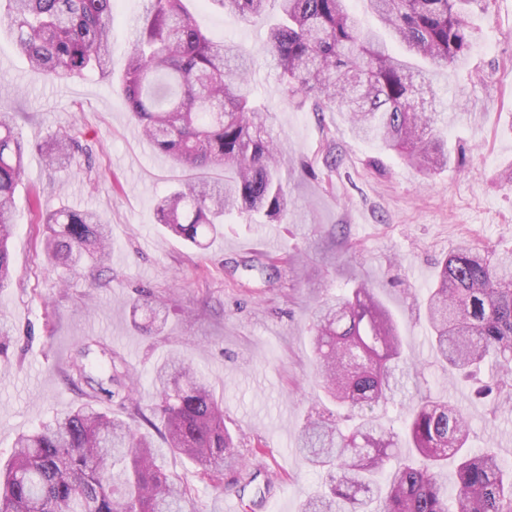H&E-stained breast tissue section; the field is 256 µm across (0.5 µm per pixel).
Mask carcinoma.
<instances>
[{"mask_svg":"<svg viewBox=\"0 0 512 512\" xmlns=\"http://www.w3.org/2000/svg\"><path fill=\"white\" fill-rule=\"evenodd\" d=\"M192 0H146L144 23L119 79L142 135L173 166L212 172L172 189L157 205L159 223L201 244L224 216L262 214L281 221L288 197L282 162L255 103L249 54L199 29ZM248 20L269 0H198ZM265 33L281 71L286 100H313L351 120L359 138L399 154L420 172L448 166L443 113L428 109L429 74L415 57L439 67L468 56L469 16L481 0H362L400 42L393 53L363 33L349 0H276ZM113 0H3L0 33L13 40L31 71L67 82L110 67ZM83 148L67 131L49 135L45 163L77 164ZM16 113L0 107V287L10 280L15 192L25 173ZM43 260L76 271L111 249L95 211L63 207L45 214ZM431 347L455 382L478 381L496 406L512 405V254L464 241L441 264L424 298ZM319 361L316 386L347 409L344 426L317 407L298 432L297 450L324 490L300 512H512V465L470 444L463 414L448 403L413 395L402 430L381 418L407 390L416 365L397 322L361 284L321 301L312 313ZM97 392L122 386L108 362ZM151 408L175 454L194 459L199 478L216 486L238 460L224 427L223 402L186 361L169 359L152 376ZM149 437L112 419L93 402L57 414L20 435L0 467V512H184L191 488L165 472ZM455 462L454 493L443 472Z\"/></svg>","mask_w":512,"mask_h":512,"instance_id":"obj_1","label":"carcinoma"}]
</instances>
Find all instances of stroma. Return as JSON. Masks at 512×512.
Returning <instances> with one entry per match:
<instances>
[{"label": "stroma", "mask_w": 512, "mask_h": 512, "mask_svg": "<svg viewBox=\"0 0 512 512\" xmlns=\"http://www.w3.org/2000/svg\"><path fill=\"white\" fill-rule=\"evenodd\" d=\"M276 9L270 0L265 14L247 21L214 8L193 12L210 36L253 56L251 85L288 161L282 174L290 200L279 224L227 218L204 251L158 224L156 203L175 172L142 138L118 85L143 0H114L108 75L41 79L0 36V105L18 112L25 146L13 277L0 288V316L15 328L0 356V463L18 434L87 401L91 383L69 377L82 347L122 362L145 410L155 401V368L178 357L223 398L239 445L240 461L219 488L149 430L166 470L191 487L195 512H300L305 495L321 486L295 445L312 402L311 313L363 282L398 320L418 389L463 412L473 448L512 463V407L494 409L469 386L449 382L413 300L459 243L512 249V0L475 10L466 61L433 72L452 159L431 175L357 137L342 113L282 97L264 43ZM58 129L87 149L69 170L49 169L42 158L41 144ZM62 205L97 211L109 224L112 249L97 269L73 275L43 264L36 211ZM270 257L272 277L248 270ZM148 295L164 303L153 319L139 307Z\"/></svg>", "instance_id": "stroma-1"}]
</instances>
